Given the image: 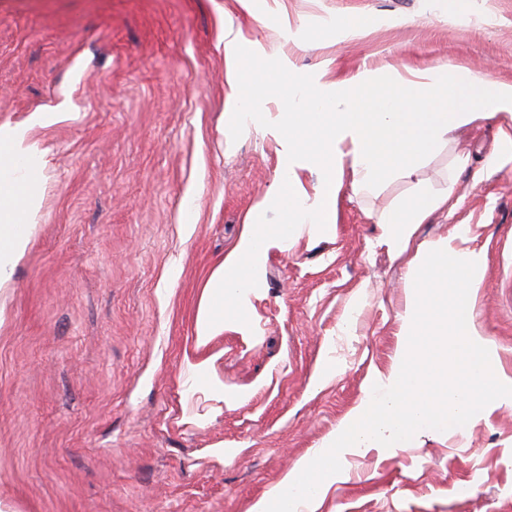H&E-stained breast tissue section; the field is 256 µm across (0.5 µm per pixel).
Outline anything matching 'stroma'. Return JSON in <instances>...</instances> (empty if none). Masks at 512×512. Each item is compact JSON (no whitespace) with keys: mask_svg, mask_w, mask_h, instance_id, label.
Wrapping results in <instances>:
<instances>
[{"mask_svg":"<svg viewBox=\"0 0 512 512\" xmlns=\"http://www.w3.org/2000/svg\"><path fill=\"white\" fill-rule=\"evenodd\" d=\"M275 70L240 119L222 30ZM447 66L512 82V0H0V131L31 128L38 228L0 295V512H252L386 379L416 258L465 226L473 329L512 385V153L486 122L256 265L197 363L210 271L284 181L288 88ZM452 211L396 246L369 211ZM301 512H512V397L402 448L348 454Z\"/></svg>","mask_w":512,"mask_h":512,"instance_id":"stroma-1","label":"stroma"}]
</instances>
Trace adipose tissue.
I'll return each instance as SVG.
<instances>
[{
    "label": "adipose tissue",
    "mask_w": 512,
    "mask_h": 512,
    "mask_svg": "<svg viewBox=\"0 0 512 512\" xmlns=\"http://www.w3.org/2000/svg\"><path fill=\"white\" fill-rule=\"evenodd\" d=\"M429 78L423 98L398 92L378 96L370 89V78L360 72L324 87L321 94L299 91L292 97V129L304 127L315 115L327 118L320 146L286 150L284 167L289 177L277 194L260 204L246 224L238 249L211 271L195 317V344L206 347L224 331L225 303L243 304L252 282L249 263L254 258L253 243L281 242L278 226L267 224L264 214L280 207L282 197L297 204L284 214L288 224H330L334 221L344 170L352 172V188L361 194L375 191L388 177L406 173L413 160L430 150L439 140L472 124L494 122L501 142L512 143V83L485 81L471 73L448 78L445 70H424ZM27 130L7 136L8 155L0 157V293L14 284V272L24 258L37 226V195L30 192L25 169L31 155ZM305 167L317 173L319 199L300 197L295 171ZM451 193L422 194L406 209H388L374 215V221L389 227L424 223L430 215L447 206Z\"/></svg>",
    "instance_id": "obj_1"
}]
</instances>
